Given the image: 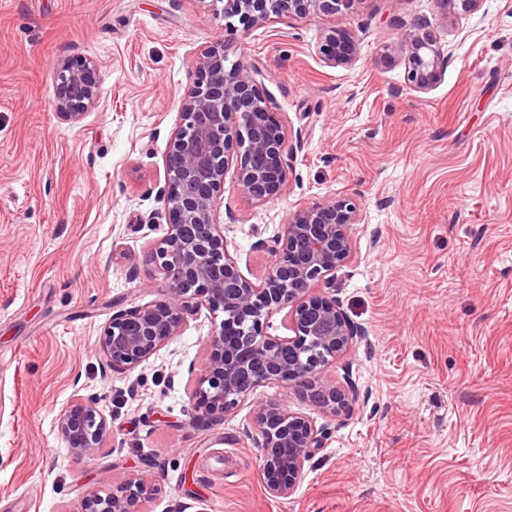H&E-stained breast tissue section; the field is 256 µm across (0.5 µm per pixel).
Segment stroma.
<instances>
[{"instance_id":"35a3bbf8","label":"stroma","mask_w":512,"mask_h":512,"mask_svg":"<svg viewBox=\"0 0 512 512\" xmlns=\"http://www.w3.org/2000/svg\"><path fill=\"white\" fill-rule=\"evenodd\" d=\"M222 0H0V512H78L91 490L139 474L143 512H512V0L464 18L439 0H355L326 19L226 31ZM426 23L450 47L440 81L411 90L399 46ZM360 56L326 64V26ZM223 47L261 72L268 108L300 148L268 203L226 180L229 251L261 278L296 206L353 199L354 257L337 272L343 310L368 331L328 369L361 392L270 497L249 435L257 403L317 410L281 385L223 420L190 424V369L214 328L180 336L124 373L99 338L114 301L159 300L149 251L166 224L165 157L194 61ZM90 61L100 101L79 123L51 106L64 62ZM97 396L112 433L70 454L57 418Z\"/></svg>"}]
</instances>
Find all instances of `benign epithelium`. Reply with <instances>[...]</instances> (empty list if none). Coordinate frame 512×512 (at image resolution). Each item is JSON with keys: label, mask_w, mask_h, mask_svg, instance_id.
I'll use <instances>...</instances> for the list:
<instances>
[{"label": "benign epithelium", "mask_w": 512, "mask_h": 512, "mask_svg": "<svg viewBox=\"0 0 512 512\" xmlns=\"http://www.w3.org/2000/svg\"><path fill=\"white\" fill-rule=\"evenodd\" d=\"M356 0H224V26L247 38L275 17L331 16ZM470 17L482 0H440ZM326 63L352 64L359 38L329 27L322 35ZM407 84L426 92L441 79L446 55L425 27H413L399 47ZM193 86L180 99V123L170 136L167 178L159 194L165 235L151 247L162 298L118 310L99 339L108 368L137 369L180 335L185 314L206 310L219 325L207 336L208 357L194 374L191 420H216L257 388L280 384L331 420L359 396L350 371L343 383L324 376L330 360L367 336L336 298V272L351 258L350 225L357 205L336 198L299 206L288 217L274 260L254 282L228 250L219 199L227 175L258 202L271 200L286 180V126L265 105L258 71L244 60L225 65L224 49L212 47L195 60ZM101 77L90 63L64 64L53 78L51 106L67 122H79L100 95ZM288 309L290 336L267 332L272 316ZM70 453L94 455L112 433V420L94 396H79L58 417ZM252 437L261 448L260 473L274 498L293 495L304 466L325 447L328 423L316 422L269 401L255 410ZM158 488L143 477L123 476L112 491L89 492L80 512H140Z\"/></svg>", "instance_id": "obj_1"}]
</instances>
